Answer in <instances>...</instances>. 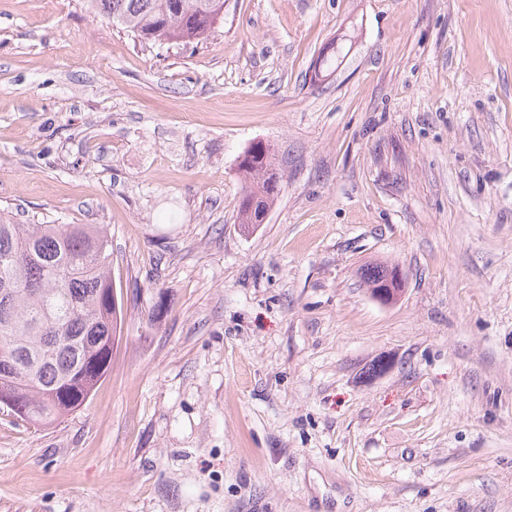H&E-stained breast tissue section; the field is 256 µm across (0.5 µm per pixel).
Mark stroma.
<instances>
[{
	"mask_svg": "<svg viewBox=\"0 0 512 512\" xmlns=\"http://www.w3.org/2000/svg\"><path fill=\"white\" fill-rule=\"evenodd\" d=\"M0 211L106 225L123 303L81 409L0 407V512H512V0H224L189 45L0 0ZM258 149L265 153L254 154L247 164H240L239 169L243 177L244 185L242 187V198L247 192H251V196L257 197V205L252 210L245 206V201L239 200L238 218L239 224L244 231H250L254 224H257L260 215L268 212L274 202L278 199L282 184L280 182L276 190V182L271 184L273 180L274 170H277L274 162V154L270 147L266 149V143L260 142ZM404 276L398 266L391 267L387 280L368 288L372 298L383 305L394 304L404 291Z\"/></svg>",
	"mask_w": 512,
	"mask_h": 512,
	"instance_id": "obj_1",
	"label": "stroma"
}]
</instances>
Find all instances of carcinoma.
<instances>
[{
  "label": "carcinoma",
  "instance_id": "1",
  "mask_svg": "<svg viewBox=\"0 0 512 512\" xmlns=\"http://www.w3.org/2000/svg\"><path fill=\"white\" fill-rule=\"evenodd\" d=\"M98 14L137 37L191 44L220 23L217 0H88ZM241 228L250 231L281 190L271 149L239 165ZM112 246L103 224H17L0 216V404L33 425L80 408L112 363L122 306L114 301ZM386 266L361 268L364 282Z\"/></svg>",
  "mask_w": 512,
  "mask_h": 512
}]
</instances>
